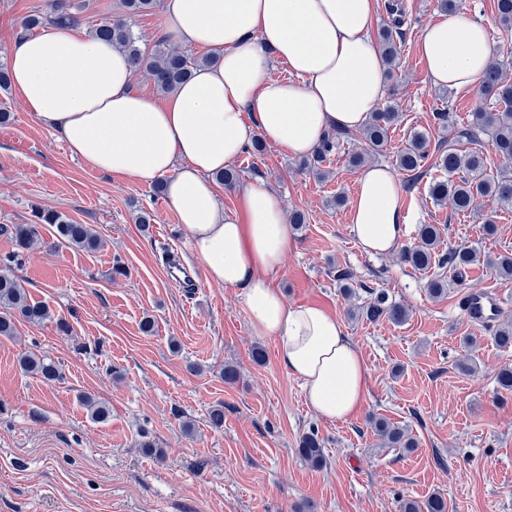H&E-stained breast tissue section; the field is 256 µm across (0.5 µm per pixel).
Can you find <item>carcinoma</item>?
Returning <instances> with one entry per match:
<instances>
[{
	"label": "carcinoma",
	"instance_id": "obj_1",
	"mask_svg": "<svg viewBox=\"0 0 512 512\" xmlns=\"http://www.w3.org/2000/svg\"><path fill=\"white\" fill-rule=\"evenodd\" d=\"M159 0H120L121 15L110 21L94 26L91 36L110 42L126 55L134 70L146 71L161 92L170 93L188 81L194 72L215 62L212 57L196 58L174 48L165 37L159 38L152 48L141 47V37L133 31L130 18L141 12L157 7ZM499 23L504 30L512 29V0H494ZM83 5L75 0H49L48 8L27 17L21 25L19 38L32 34L33 30L47 24L59 26L74 25L78 21V11ZM401 19L394 18L391 26L382 31L379 47L387 73H393L399 56L396 39L401 37ZM483 102L474 112L468 123L455 126V133L431 145V137L423 131H415L406 145L397 151L395 166L410 178H415L425 167L430 153H435L432 167L439 172L429 186V198L437 205L452 202L458 213H471L485 202L498 208L512 207V169L502 170L495 175L487 173L483 147L489 145L498 156L512 161V78L507 74V61L494 58L488 64L481 85ZM397 117L394 105L386 104L372 112L360 135L365 144L363 151L350 157V162L360 165L365 156H375L387 148L389 131ZM352 137L346 130L333 129L323 139L315 154L303 160L302 166L317 171L327 156L340 144ZM48 225L56 241L67 247L94 250L99 240L87 224H76L65 214L56 210L37 207L30 224H0V235L8 236L17 246L13 257L17 258L39 239V226ZM442 231L437 224H421L417 229V244L402 250V258L417 271L429 269L432 263L443 268L449 267L453 280L459 281L466 269L479 261L494 270L496 276L505 282L512 281V255L491 257L481 255L476 250L458 246L438 253ZM370 302L350 310L353 317H362L375 323L387 319L394 324L407 321L408 309L389 301L384 291L370 290ZM51 318L49 310L28 301L25 288L18 279L8 273H0V336L15 334L16 322L40 324ZM495 342L500 348H512V318L503 319L495 330ZM22 371L39 375L47 381L62 377L57 364L51 359L29 353L19 358ZM83 401L89 409L91 419L104 422L110 415L109 406L84 395ZM374 429L378 436L392 446L413 448L415 442L401 428L384 418L376 419ZM298 454L313 465L320 466L324 461L323 444L315 430L304 434L299 443ZM401 512H448L444 497L434 494L424 501L406 499L401 503Z\"/></svg>",
	"mask_w": 512,
	"mask_h": 512
}]
</instances>
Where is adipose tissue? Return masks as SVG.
Instances as JSON below:
<instances>
[{
	"mask_svg": "<svg viewBox=\"0 0 512 512\" xmlns=\"http://www.w3.org/2000/svg\"><path fill=\"white\" fill-rule=\"evenodd\" d=\"M376 8L377 0H165V33L216 61L161 99L134 88L129 60L111 44L69 26L17 41L10 60L31 117L72 156L106 175L162 181L206 280L243 293L252 333L278 344L307 405L330 421L361 408L368 366L336 314L288 304L276 287L295 229L267 179L242 185L227 211L216 176L253 136L304 157L328 131L364 125L384 96ZM420 52L433 85L472 90L495 48L483 22L456 14L425 29ZM273 57L287 63L290 79L268 77ZM349 210L365 253L402 245L408 218L392 168L364 167Z\"/></svg>",
	"mask_w": 512,
	"mask_h": 512,
	"instance_id": "ef3b65f1",
	"label": "adipose tissue"
}]
</instances>
